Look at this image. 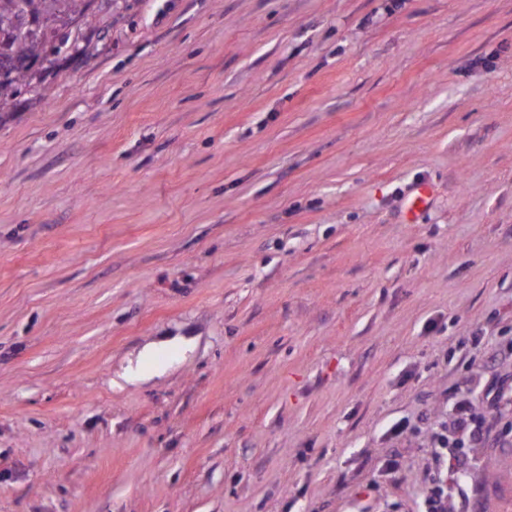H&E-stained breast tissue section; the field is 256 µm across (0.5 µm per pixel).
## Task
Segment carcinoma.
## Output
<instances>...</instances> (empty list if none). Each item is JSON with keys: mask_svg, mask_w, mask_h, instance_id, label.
<instances>
[{"mask_svg": "<svg viewBox=\"0 0 512 512\" xmlns=\"http://www.w3.org/2000/svg\"><path fill=\"white\" fill-rule=\"evenodd\" d=\"M96 0H0V58L10 65L0 67V119L7 115L19 96L36 92L47 95L39 60L46 52L45 41L54 36L53 27L42 21L50 12L64 14L71 26L68 41L76 42V52L59 49L65 60H79L89 54L85 30L95 27Z\"/></svg>", "mask_w": 512, "mask_h": 512, "instance_id": "obj_1", "label": "carcinoma"}]
</instances>
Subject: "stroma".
Listing matches in <instances>:
<instances>
[{
    "label": "stroma",
    "mask_w": 512,
    "mask_h": 512,
    "mask_svg": "<svg viewBox=\"0 0 512 512\" xmlns=\"http://www.w3.org/2000/svg\"><path fill=\"white\" fill-rule=\"evenodd\" d=\"M98 21L0 122V512H512V0ZM448 498L454 499L455 502L460 506L461 512H469L468 502L470 499L469 489L461 484L457 483L447 489L443 486L434 488L425 496L423 501L422 512H446L448 509L445 507V501Z\"/></svg>",
    "instance_id": "1"
}]
</instances>
